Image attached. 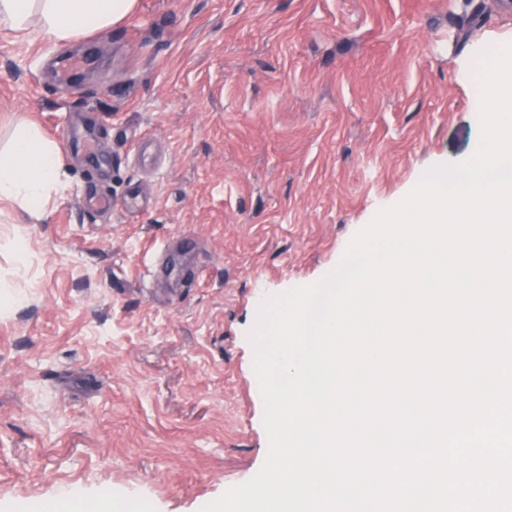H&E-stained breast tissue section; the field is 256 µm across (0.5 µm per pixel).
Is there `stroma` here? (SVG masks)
Wrapping results in <instances>:
<instances>
[{"label":"stroma","mask_w":512,"mask_h":512,"mask_svg":"<svg viewBox=\"0 0 512 512\" xmlns=\"http://www.w3.org/2000/svg\"><path fill=\"white\" fill-rule=\"evenodd\" d=\"M510 39L512 0H140L65 45L0 31V147L20 117L93 128L43 221L0 202V512L70 490L201 512L252 478L263 301L478 149L469 71Z\"/></svg>","instance_id":"1"}]
</instances>
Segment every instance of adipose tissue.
<instances>
[{
    "instance_id": "1",
    "label": "adipose tissue",
    "mask_w": 512,
    "mask_h": 512,
    "mask_svg": "<svg viewBox=\"0 0 512 512\" xmlns=\"http://www.w3.org/2000/svg\"><path fill=\"white\" fill-rule=\"evenodd\" d=\"M138 0H0V30L28 39L48 37L58 43L78 40L131 15ZM66 172L59 143L29 121L18 122L0 149V202L17 205L41 221L51 199L65 189ZM129 502L105 497L89 504L77 492L48 507L18 502L11 512H129Z\"/></svg>"
}]
</instances>
